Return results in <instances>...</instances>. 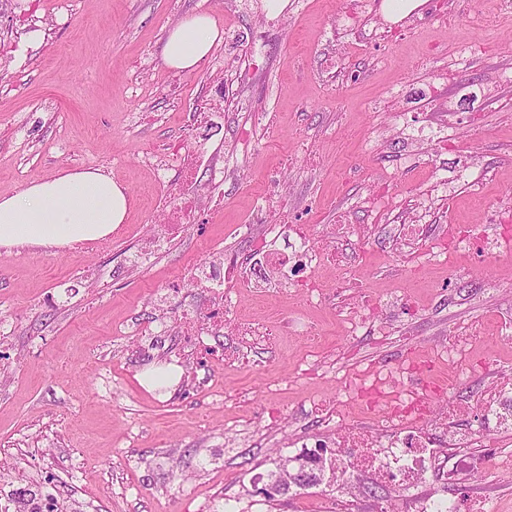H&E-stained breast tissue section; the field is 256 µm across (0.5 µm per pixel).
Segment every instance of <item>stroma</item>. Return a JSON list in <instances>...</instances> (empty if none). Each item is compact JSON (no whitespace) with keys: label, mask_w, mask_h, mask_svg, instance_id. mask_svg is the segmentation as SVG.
Instances as JSON below:
<instances>
[{"label":"stroma","mask_w":512,"mask_h":512,"mask_svg":"<svg viewBox=\"0 0 512 512\" xmlns=\"http://www.w3.org/2000/svg\"><path fill=\"white\" fill-rule=\"evenodd\" d=\"M0 0V196L63 170L102 169L127 186L126 223L93 248L0 247V498L33 482L85 512H315L319 488L265 497L263 476L292 444L324 437L320 408L343 398L356 368L418 356L461 336L469 364L485 357L512 374V252L478 257L426 240L398 251L402 219L427 211L435 225L493 240L512 224V12L502 0ZM211 13L222 41L193 73L161 52L180 17ZM264 45L252 50L254 34ZM223 74L224 154L219 210L143 262L178 191L165 149L184 141L196 102ZM438 86V99L427 87ZM451 142L415 148L418 131ZM477 182L460 179L463 167ZM388 182L403 208L381 206ZM319 244L336 225L350 263L326 266L325 301L295 282L256 293L227 279L230 318L287 323L285 335L242 344L205 337L180 363L176 335L159 336L198 290L188 271L215 254L252 272L258 215ZM79 267L93 279L74 278ZM172 290L167 310L154 303ZM378 306L357 339L343 318ZM314 322L303 335L297 319ZM481 445L449 456L445 486L461 512L481 502L512 512V434L483 431ZM355 512H416V496L368 479Z\"/></svg>","instance_id":"1"}]
</instances>
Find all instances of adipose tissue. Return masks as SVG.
<instances>
[{
  "label": "adipose tissue",
  "instance_id": "ef3b65f1",
  "mask_svg": "<svg viewBox=\"0 0 512 512\" xmlns=\"http://www.w3.org/2000/svg\"><path fill=\"white\" fill-rule=\"evenodd\" d=\"M220 40L210 15H188L170 28L163 61L193 72ZM129 205L127 187L101 170L63 171L0 196V247L63 248L104 239L125 222Z\"/></svg>",
  "mask_w": 512,
  "mask_h": 512
}]
</instances>
